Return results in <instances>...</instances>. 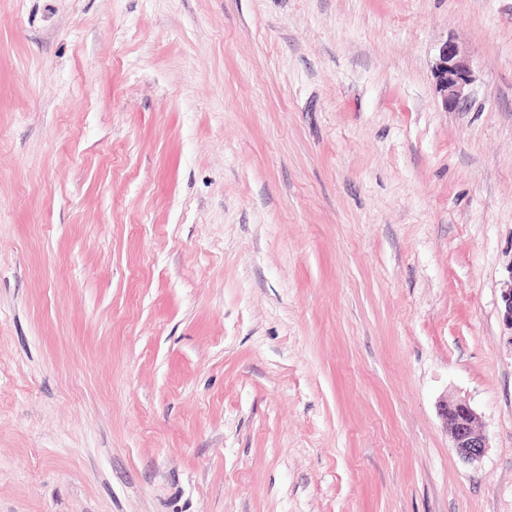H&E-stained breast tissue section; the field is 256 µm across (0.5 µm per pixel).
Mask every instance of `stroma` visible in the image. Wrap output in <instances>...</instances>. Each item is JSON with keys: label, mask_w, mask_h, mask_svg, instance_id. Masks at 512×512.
Returning <instances> with one entry per match:
<instances>
[{"label": "stroma", "mask_w": 512, "mask_h": 512, "mask_svg": "<svg viewBox=\"0 0 512 512\" xmlns=\"http://www.w3.org/2000/svg\"><path fill=\"white\" fill-rule=\"evenodd\" d=\"M511 287L512 0H0V512H512ZM434 76L443 107L456 109L466 97L473 75L468 58L455 42L448 41L439 49ZM442 415L456 453L467 461L481 458L487 448L486 438L477 429V416L470 404L466 400L447 403Z\"/></svg>", "instance_id": "stroma-1"}]
</instances>
